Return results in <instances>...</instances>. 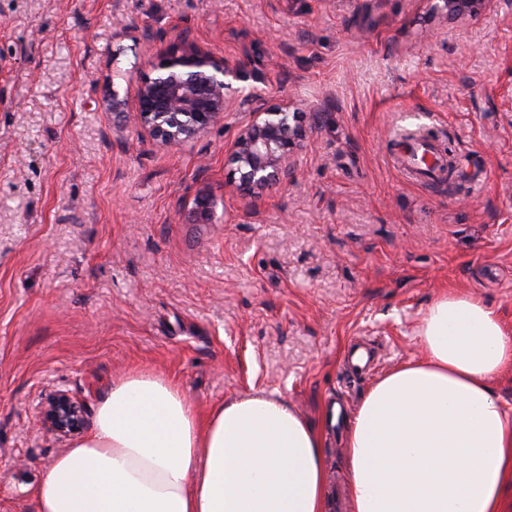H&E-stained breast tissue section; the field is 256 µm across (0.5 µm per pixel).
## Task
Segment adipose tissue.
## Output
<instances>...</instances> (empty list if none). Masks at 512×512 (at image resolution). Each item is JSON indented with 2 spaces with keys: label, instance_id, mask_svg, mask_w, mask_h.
<instances>
[{
  "label": "adipose tissue",
  "instance_id": "1",
  "mask_svg": "<svg viewBox=\"0 0 512 512\" xmlns=\"http://www.w3.org/2000/svg\"><path fill=\"white\" fill-rule=\"evenodd\" d=\"M417 336L422 358L376 380L348 422L351 512H512V407L492 387L512 332L491 305L445 293ZM321 448L283 397L202 415L168 376L130 372L53 459L36 512H324Z\"/></svg>",
  "mask_w": 512,
  "mask_h": 512
}]
</instances>
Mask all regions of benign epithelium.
Returning <instances> with one entry per match:
<instances>
[{
    "instance_id": "7a95c632",
    "label": "benign epithelium",
    "mask_w": 512,
    "mask_h": 512,
    "mask_svg": "<svg viewBox=\"0 0 512 512\" xmlns=\"http://www.w3.org/2000/svg\"><path fill=\"white\" fill-rule=\"evenodd\" d=\"M488 0H444L451 16L476 15ZM153 76L138 88L140 125L162 145L190 141L223 122L232 106V81L239 65L218 59L194 43L181 40L180 47L160 53L151 63ZM249 107L252 121L239 133L233 162L240 179L256 196L291 177V156L299 140L296 113L289 106L265 107L261 96L248 95L237 101ZM43 428L64 440L86 425L82 400L69 391L51 394L41 415Z\"/></svg>"
}]
</instances>
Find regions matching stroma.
<instances>
[{"label": "stroma", "mask_w": 512, "mask_h": 512, "mask_svg": "<svg viewBox=\"0 0 512 512\" xmlns=\"http://www.w3.org/2000/svg\"><path fill=\"white\" fill-rule=\"evenodd\" d=\"M184 38L240 62L234 90L296 108L288 184L258 199L233 176L248 108L175 146L138 124L151 61ZM401 127L440 140L454 177L407 181ZM444 292L512 331L506 0L474 17L442 0H0V512H36L67 447L40 426L48 395L71 391L91 416L137 369L202 413L281 393L322 433L337 512L348 472L330 409L353 412L419 358L421 314ZM354 342L371 372L353 370Z\"/></svg>", "instance_id": "obj_1"}]
</instances>
